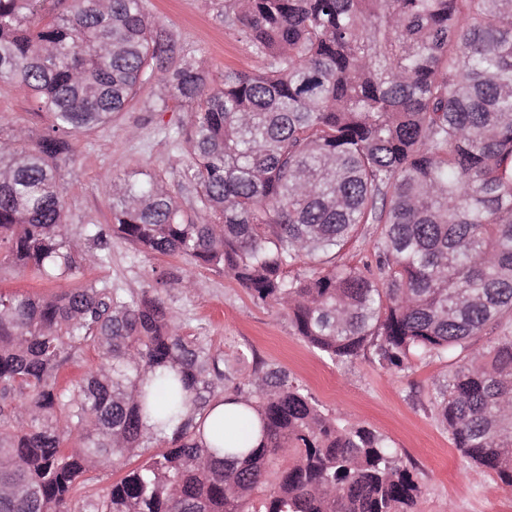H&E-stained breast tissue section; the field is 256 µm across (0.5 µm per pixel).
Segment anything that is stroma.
<instances>
[{
    "mask_svg": "<svg viewBox=\"0 0 512 512\" xmlns=\"http://www.w3.org/2000/svg\"><path fill=\"white\" fill-rule=\"evenodd\" d=\"M143 6L175 38V59L202 69L209 87L223 83L228 67L246 73L263 70V61L237 30L220 21L224 0H143ZM161 96L159 86L144 84L112 124L76 136L74 154L60 170L69 223H110L109 199L99 183L104 171L121 178L155 173L176 185L185 158L167 132L185 120L191 106L172 100L164 104ZM50 123L28 94L0 81V131L21 124L37 137ZM183 264L180 258L137 253L116 242L111 263L85 269L82 277L140 288L150 282L153 269ZM190 273L195 292H175L170 298L185 333L223 351L228 362L256 358L286 370L324 409L381 435L420 486L417 512H512V489L494 472L463 457L438 418L434 400L448 380L446 361L417 359L409 371L398 374L364 353L331 361L296 335L286 310L257 302L231 277L195 266Z\"/></svg>",
    "mask_w": 512,
    "mask_h": 512,
    "instance_id": "1",
    "label": "stroma"
}]
</instances>
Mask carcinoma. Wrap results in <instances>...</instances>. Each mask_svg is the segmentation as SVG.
Returning <instances> with one entry per match:
<instances>
[{
  "label": "carcinoma",
  "mask_w": 512,
  "mask_h": 512,
  "mask_svg": "<svg viewBox=\"0 0 512 512\" xmlns=\"http://www.w3.org/2000/svg\"><path fill=\"white\" fill-rule=\"evenodd\" d=\"M37 4L0 0V80L52 116L35 142L0 136V268L74 279L116 240L232 277L334 361L446 359L440 420L511 489L512 0H224L264 71L227 69L217 89L173 60L143 0ZM152 80L162 103L195 106L172 136L176 189L105 172L112 223H68L73 137ZM369 224L374 260L345 261ZM173 290L195 283L170 267L146 288L0 292V512H78L88 472L155 445L89 512H416L419 485L380 435L278 368L226 365L184 333ZM86 348L98 363L61 387ZM233 400L245 409L226 419L258 420L260 439L220 448L196 419ZM150 415L179 424L161 436Z\"/></svg>",
  "instance_id": "cac0c4a2"
}]
</instances>
